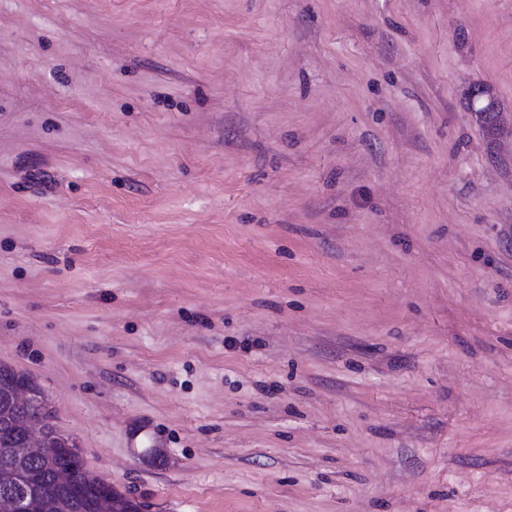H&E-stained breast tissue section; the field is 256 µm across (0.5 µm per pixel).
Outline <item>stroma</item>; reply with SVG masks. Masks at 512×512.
I'll return each mask as SVG.
<instances>
[{"mask_svg": "<svg viewBox=\"0 0 512 512\" xmlns=\"http://www.w3.org/2000/svg\"><path fill=\"white\" fill-rule=\"evenodd\" d=\"M0 364L143 512H512V0H0Z\"/></svg>", "mask_w": 512, "mask_h": 512, "instance_id": "35a3bbf8", "label": "stroma"}]
</instances>
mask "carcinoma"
I'll use <instances>...</instances> for the list:
<instances>
[{
	"mask_svg": "<svg viewBox=\"0 0 512 512\" xmlns=\"http://www.w3.org/2000/svg\"><path fill=\"white\" fill-rule=\"evenodd\" d=\"M19 386H26L31 392V402L27 405L14 401L13 393ZM34 420L44 424L50 455L30 457L26 461L27 469L42 483L52 485L56 466H73L71 481L38 504L41 512H78L75 508L78 503L85 505V512H91L94 502L104 496L119 500L124 504V512H139L136 502L84 468L76 442L60 433L53 423V410L44 391L26 373L0 364V472L17 464L12 449L19 447L26 427Z\"/></svg>",
	"mask_w": 512,
	"mask_h": 512,
	"instance_id": "cac0c4a2",
	"label": "carcinoma"
}]
</instances>
